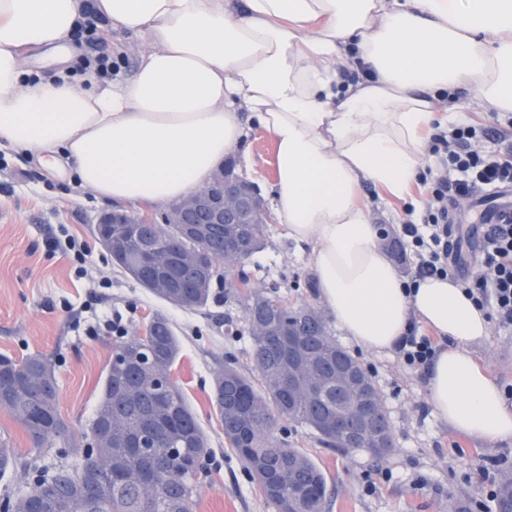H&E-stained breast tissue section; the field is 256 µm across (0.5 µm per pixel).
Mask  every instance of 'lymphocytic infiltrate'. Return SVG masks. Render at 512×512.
<instances>
[{"instance_id":"1","label":"lymphocytic infiltrate","mask_w":512,"mask_h":512,"mask_svg":"<svg viewBox=\"0 0 512 512\" xmlns=\"http://www.w3.org/2000/svg\"><path fill=\"white\" fill-rule=\"evenodd\" d=\"M107 34L104 17L89 8L72 35L87 50L83 63L102 78L119 68L103 50ZM427 150L438 163L417 176L426 189L422 221L404 223L398 233L416 257L409 280L451 279L493 325L512 328V116L496 127L434 125ZM437 349L413 321L398 359L422 376Z\"/></svg>"}]
</instances>
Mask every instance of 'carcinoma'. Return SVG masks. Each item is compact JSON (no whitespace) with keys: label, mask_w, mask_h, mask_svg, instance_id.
Returning a JSON list of instances; mask_svg holds the SVG:
<instances>
[{"label":"carcinoma","mask_w":512,"mask_h":512,"mask_svg":"<svg viewBox=\"0 0 512 512\" xmlns=\"http://www.w3.org/2000/svg\"><path fill=\"white\" fill-rule=\"evenodd\" d=\"M141 239L168 243L175 241L172 269L166 273L177 288H158L137 265L140 245L132 243L123 253L112 255V261L129 274L141 287L159 300L185 311H197L209 301L213 278L194 275L183 267L196 241L180 237L175 224H143ZM265 225L256 224L252 233L234 240L241 257L249 259L262 248ZM219 282L236 293L248 323L276 320L296 331L304 357L324 380V390L315 399L294 400L288 396L281 378L288 373V353L277 347L273 337L250 332V359L260 374L255 384L236 367L222 365L215 371L212 406L219 417L224 439L247 467L261 493L267 492V477L279 474L280 493L266 500L281 512L288 504L291 512H324L327 483L319 465L308 455L278 437L275 424L280 415L308 427L321 443L338 447L337 436H355L359 419L345 414L337 430L322 425L325 411L332 413L348 408L351 395L336 382V354L350 360L352 356L331 336L324 315L311 307H290L275 302L248 287L247 277L235 271H224ZM181 351L180 342L168 320L153 317L142 336L118 342L105 374L97 409L89 434L109 419L112 437L99 439L98 446L86 448L88 434L76 436L58 411V386L50 358L32 355L21 361L0 358V410L8 412L25 430L32 447L49 451L51 442L69 437L68 456L72 463L39 473L28 489L15 497H6L8 512H33V508L53 491L46 512H193L200 484L199 460L209 453V439L200 427L181 389L173 384L165 390L154 386L159 373L170 369ZM374 429L392 437L388 411L380 393L370 410ZM173 423L168 435L159 440L157 450L165 452L167 442L180 448L179 458L171 461L169 470L160 473L131 443L150 426ZM112 463V483L88 493L80 487L83 475L95 473ZM497 512H512V481L500 485Z\"/></svg>","instance_id":"1"}]
</instances>
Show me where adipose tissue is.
<instances>
[{
    "label": "adipose tissue",
    "mask_w": 512,
    "mask_h": 512,
    "mask_svg": "<svg viewBox=\"0 0 512 512\" xmlns=\"http://www.w3.org/2000/svg\"><path fill=\"white\" fill-rule=\"evenodd\" d=\"M84 0H0V146L72 172L110 201L184 198L235 154L253 113L276 148L273 208L310 246L321 299L348 340L396 356L410 319L445 345L427 374L434 415L512 443V401L474 354L489 322L455 283L406 288L358 201L401 198L457 89L512 112V0H94L112 29L153 44L134 77L26 87L20 50L65 64ZM364 67L345 82L343 69Z\"/></svg>",
    "instance_id": "ef3b65f1"
}]
</instances>
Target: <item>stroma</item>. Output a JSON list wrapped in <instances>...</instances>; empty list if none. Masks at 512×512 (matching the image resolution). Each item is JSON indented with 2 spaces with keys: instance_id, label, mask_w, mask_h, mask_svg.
Instances as JSON below:
<instances>
[{
  "instance_id": "35a3bbf8",
  "label": "stroma",
  "mask_w": 512,
  "mask_h": 512,
  "mask_svg": "<svg viewBox=\"0 0 512 512\" xmlns=\"http://www.w3.org/2000/svg\"><path fill=\"white\" fill-rule=\"evenodd\" d=\"M152 47L148 35L113 33L109 48L123 63L113 78L133 77L142 53ZM240 146L241 173L265 202L276 192V148L254 119ZM425 191L412 184L405 198L389 197L362 183L359 200L374 224L390 235L381 245L401 275H410L394 237L407 208L422 211ZM111 202L82 187L71 175L43 166L36 158L0 150V356L22 360L33 354L51 357L59 390V411L75 432L87 431L99 400L100 386L119 335H143L155 315L165 316L180 339L181 351L170 370L210 441L206 473L194 512H274L243 463L224 441L210 402V386L221 364L235 362L247 375L251 338L244 313L227 289L216 287L208 305L197 312L172 307L153 297L112 263L94 235ZM87 241L94 268L79 276L63 242L66 236ZM310 248L288 235L285 225L266 227L263 247L245 263L254 289L277 286L289 306L320 307ZM121 326L115 334L105 320ZM332 335L350 350L371 375L389 414L393 451L376 460L361 450L341 451L322 445L306 427L283 420L277 433L310 456L328 483L325 512H449V503L477 512L485 484L477 468L490 474H512V445L487 447L442 424L428 402L424 379L404 371L397 358L354 348L340 328ZM497 381L512 385V328H490L478 347ZM0 440L13 448L18 467L0 474V499L26 489L32 466L55 468L62 462L63 442L55 452L40 454L23 428L0 411Z\"/></svg>"
}]
</instances>
